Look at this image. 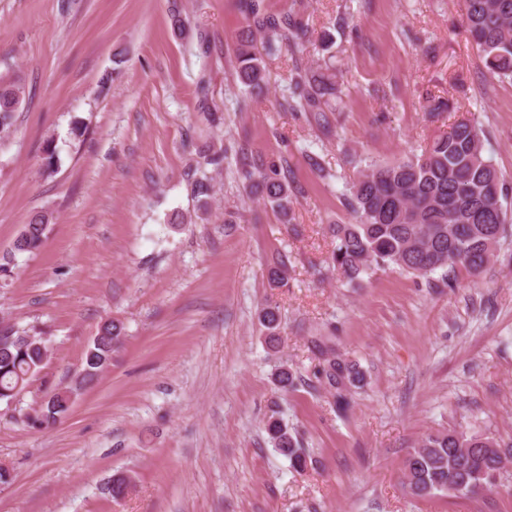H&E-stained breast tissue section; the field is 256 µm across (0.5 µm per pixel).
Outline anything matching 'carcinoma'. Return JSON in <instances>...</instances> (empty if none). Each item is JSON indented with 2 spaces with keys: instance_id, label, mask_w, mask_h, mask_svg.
I'll list each match as a JSON object with an SVG mask.
<instances>
[{
  "instance_id": "obj_1",
  "label": "carcinoma",
  "mask_w": 512,
  "mask_h": 512,
  "mask_svg": "<svg viewBox=\"0 0 512 512\" xmlns=\"http://www.w3.org/2000/svg\"><path fill=\"white\" fill-rule=\"evenodd\" d=\"M469 36L483 54L489 73L499 81H512V0H463ZM246 27L233 50L235 69L244 86L243 100L267 87L263 55L297 49L310 37L309 23L300 11L272 14L261 0H237ZM26 94L23 78L0 75V141L13 132L15 113ZM338 89L334 76L320 67L297 60L288 88L276 101L283 112L313 115L325 138L335 133L331 116L336 112ZM236 172L243 175L255 196L284 224L295 220L296 189L284 166L273 164L261 170L247 154L234 151ZM512 205L504 175L485 155L483 129L473 119L456 121L451 130L437 137L419 157L376 165L358 172L347 206L357 215L355 224H331L332 249L329 266L341 272L350 284L385 268L428 276L438 271L442 278L457 268L477 273L489 262L503 239L512 235L508 218ZM53 215L38 212L20 233L19 251L41 246ZM269 282L276 288L288 285V257L277 254L268 263ZM258 320L270 345L279 340L280 315L263 307ZM123 326L109 320L100 327L84 352L82 385L98 380L122 343ZM26 331H0V402L7 404L22 392L45 364L39 336L28 340ZM323 356L317 370L321 383L334 390L336 412L346 413L348 394L360 387L363 375L352 361L328 354L326 341L314 340ZM274 379L285 390L297 387L298 377L286 364ZM72 405L68 388L47 393L34 415L26 416L35 427H48L65 417ZM265 431L275 450L287 457L292 468L303 472L307 454L297 433L278 419ZM507 453L492 437L450 429L426 437L408 453L404 478L409 493L425 497L437 493L469 496L496 484Z\"/></svg>"
}]
</instances>
